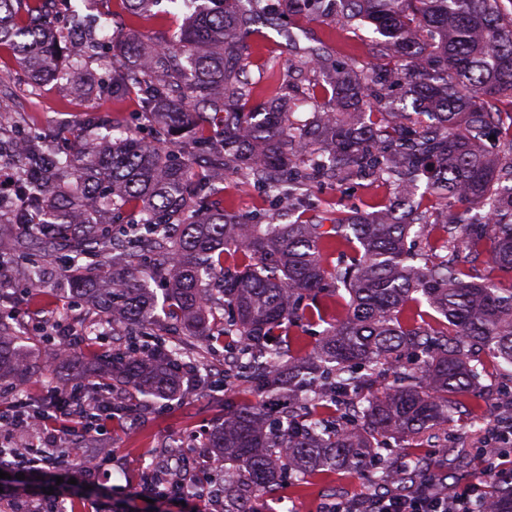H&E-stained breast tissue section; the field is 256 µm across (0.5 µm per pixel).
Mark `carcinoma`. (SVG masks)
<instances>
[{"instance_id":"carcinoma-1","label":"carcinoma","mask_w":512,"mask_h":512,"mask_svg":"<svg viewBox=\"0 0 512 512\" xmlns=\"http://www.w3.org/2000/svg\"><path fill=\"white\" fill-rule=\"evenodd\" d=\"M45 2L0 0V44L29 81L135 95L158 124L151 144L91 111L85 128L109 134L74 152L53 147L50 133L0 138V159L23 148L19 201L0 206V224L20 225L12 249L46 251L62 284L130 328L126 348L100 357L102 381L147 398L180 391L186 349L141 341L159 323L143 285L147 259L166 281L168 319L234 356L248 389L207 439L224 458L235 504L225 512H256L257 494L336 470L362 472L380 489L391 483V437L415 449L408 470L425 474L427 438L458 397L478 390L480 355L512 367V284L467 281L463 269L488 241L492 269L512 280V145L500 158L481 148L501 129L496 101L512 98V15L500 0H342L340 14L337 0H189L175 44L92 34L69 65L68 33L53 30ZM123 2L144 16L156 0ZM281 12L368 27L383 61L369 74L336 73L333 91L318 96L284 87L283 97L315 103L299 126L277 99L252 104L243 76L244 39L258 19ZM402 82L426 112L395 111L389 91ZM364 100L378 111H350ZM208 111L222 115L217 137L202 122ZM182 142L187 158L171 149ZM195 155L211 166L193 171ZM226 172L279 205L318 182L368 180L385 182L396 203L340 215L328 228L320 215L249 222L211 198ZM422 179L442 209L434 222L416 198ZM413 234L434 245L411 254ZM335 251L343 258L329 266L324 257ZM325 296L344 317L326 319ZM424 304L434 315L419 323L412 314ZM297 323L314 329L304 356L292 348ZM23 342L0 322V380L31 373ZM482 512H512V469L490 482Z\"/></svg>"}]
</instances>
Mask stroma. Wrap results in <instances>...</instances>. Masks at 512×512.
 Wrapping results in <instances>:
<instances>
[{"label":"stroma","mask_w":512,"mask_h":512,"mask_svg":"<svg viewBox=\"0 0 512 512\" xmlns=\"http://www.w3.org/2000/svg\"><path fill=\"white\" fill-rule=\"evenodd\" d=\"M185 12L181 0H161L152 15L135 19L128 16L121 0H63L52 18L64 28L71 15L79 13L102 24L110 23L113 36L132 35L138 43L153 46L177 31ZM369 35L365 28L355 32L319 20L301 22L292 30L281 22L257 25L248 39L247 59L249 75L256 85L255 101L275 97L286 79L293 47L297 44L314 47L329 60L347 61L360 70H370L376 60L369 47ZM0 78L8 82L7 92L0 95V109H8L9 120L34 132H64L68 149L79 146L82 121L90 111L127 117L132 129L144 135L149 132L136 97L116 100L99 90L75 94L52 84L32 85L12 50L6 47H0ZM213 198L243 216L269 206L257 190L232 175L215 184ZM392 200L389 187L380 183L343 186L325 183L309 190L298 214L307 218L322 213L328 202L339 212L366 214ZM35 309L39 310L45 327L67 320L75 326L77 335L105 333V340L99 344L101 351L112 353L124 345L123 337L113 335L111 324L97 310L72 298L68 290L50 283L39 289L30 288L19 270H12L9 287L0 295V318L9 320L16 332L28 336L38 369L20 385H0V398L9 399L18 389L37 402L49 389L75 381L81 382L86 396H93L97 385L96 361L81 355L64 360L50 355L45 337L28 324V314ZM182 343L195 360L200 375L198 381L169 400L151 401L128 390L115 392V399L132 407L130 418L113 422L101 438L62 437L61 463L77 466L90 457L101 459L105 463L101 482L134 490L143 487L146 471L166 464L168 458L177 456L182 448L193 451L190 459L193 473L204 476L222 472L223 467L213 449L205 447L204 441L223 416L225 405L241 399L243 385L235 377L225 376L223 353L211 352L204 338L186 337ZM511 379L503 369L487 366L479 378L483 397L466 398V406L484 409L492 425L508 426L512 423V395L505 393L504 387ZM430 459L439 490L454 493L474 482L483 485L488 482L487 466L475 458L471 434L461 422L442 427L440 437L434 440ZM370 488V483L360 473L339 471L300 489L287 487L267 493L258 503L261 512H320L329 498L351 501Z\"/></svg>","instance_id":"1"}]
</instances>
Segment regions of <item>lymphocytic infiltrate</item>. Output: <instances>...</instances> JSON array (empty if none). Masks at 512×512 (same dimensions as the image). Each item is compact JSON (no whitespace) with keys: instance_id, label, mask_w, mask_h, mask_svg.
Wrapping results in <instances>:
<instances>
[{"instance_id":"obj_1","label":"lymphocytic infiltrate","mask_w":512,"mask_h":512,"mask_svg":"<svg viewBox=\"0 0 512 512\" xmlns=\"http://www.w3.org/2000/svg\"><path fill=\"white\" fill-rule=\"evenodd\" d=\"M83 396L78 386L52 388L45 397V410L38 414L31 413L29 400L18 395L0 405V443L11 431L26 427L38 435L35 445L0 453V500L9 502L12 512H62L72 497L90 500L91 512H110L113 503L127 505L142 497L152 499L150 512H208L214 493L207 482L188 481L179 473L157 475L136 492L112 484L101 486L102 461L70 468L52 460L50 454L63 435L97 438L111 424L113 412H128L124 406L113 409L108 387H98L92 406H85ZM433 486L429 479L409 494L370 493L326 506L324 512H472L473 500L483 497L477 483L461 495H444Z\"/></svg>"}]
</instances>
